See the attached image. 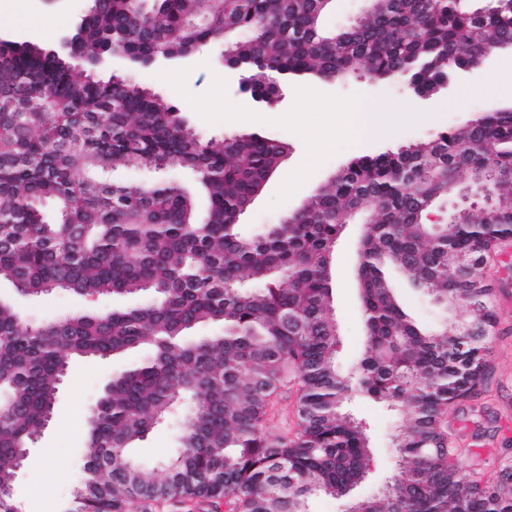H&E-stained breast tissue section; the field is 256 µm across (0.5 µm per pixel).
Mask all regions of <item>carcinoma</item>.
Returning <instances> with one entry per match:
<instances>
[{
  "instance_id": "obj_1",
  "label": "carcinoma",
  "mask_w": 512,
  "mask_h": 512,
  "mask_svg": "<svg viewBox=\"0 0 512 512\" xmlns=\"http://www.w3.org/2000/svg\"><path fill=\"white\" fill-rule=\"evenodd\" d=\"M332 0H223L224 20L192 27L210 0H93L96 42L142 67L222 39L256 85L305 75L374 81L430 80L512 43V5L471 11L463 0H370L351 25L323 24ZM288 143L248 135L198 139L177 108L144 84L104 80L51 49L0 41V281L25 295H152L150 304L30 326L0 300V483L17 451L41 435L72 358L106 359L147 347L149 361L112 379L83 448L88 476L66 512H134L149 503L201 500L228 512H307L322 492L360 512H512V473L482 483L444 444L443 415L477 394L498 316L493 293L454 275L512 233V108L397 152L360 154L284 224L258 236L239 217L278 169ZM117 166L189 168L210 199L195 221L191 195L173 183L107 185ZM482 195L463 224L433 223L460 187ZM56 218L45 219L43 206ZM364 216L357 276L368 348L355 373L336 367L338 327L331 263L345 226ZM400 269L444 308L473 313L488 335L466 342L461 323L427 328L397 300L387 268ZM254 283L245 288L244 280ZM204 323L224 335L186 339ZM296 394L295 430H269L275 407ZM355 392L405 409L398 472L380 497L351 500L371 448L342 409ZM187 406L181 451L165 478L137 464L132 444Z\"/></svg>"
}]
</instances>
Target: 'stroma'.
<instances>
[{"label": "stroma", "mask_w": 512, "mask_h": 512, "mask_svg": "<svg viewBox=\"0 0 512 512\" xmlns=\"http://www.w3.org/2000/svg\"><path fill=\"white\" fill-rule=\"evenodd\" d=\"M87 0H0V37L26 41L43 48L56 47L57 38H42L31 21L40 11H51L73 18L85 12ZM221 44L200 49L194 55L146 69H130L128 65L114 66L115 74L142 79L154 93L171 102L178 109L184 124L205 141L219 142L231 136L254 133L269 134L284 139L288 153L279 168L265 183L262 191L240 217V230L256 235L273 224L282 223L288 215L350 159L349 151H341L328 159L286 203L274 210L266 205L285 176L305 157L302 139L284 128L273 125V118L286 113L294 102L293 87H286L285 98L277 105L262 108L266 123L227 122L211 125L202 120L191 106L167 83L158 77L165 69H189L187 85L191 92L207 91L214 74L223 72L220 59ZM481 75L455 77L447 88L441 89L429 101H421L409 94L404 82L379 83L365 76L348 82L318 81L315 89L329 94L349 96L364 93L373 97H388L396 103L431 113L432 119L393 136L360 146V153L397 150L408 143L428 139L435 134L464 124L476 113L499 107L512 106V96L477 94L461 107L453 101L465 85L481 82ZM98 180L106 183L148 185L163 180L181 183L193 196L199 215H206L208 199L195 174L188 169L118 168L97 172ZM361 224L348 225L336 244L332 258V305L340 327L337 364L341 371L351 372L366 350V325L363 306L355 281L357 250ZM390 278L398 298L417 322L427 327L441 324L447 311L425 292L414 288L397 270ZM495 292L494 304L498 325L491 343V357L481 391L474 397L455 403L447 413L448 430L462 452L461 462L466 469L476 470L485 481L497 475V462L512 458V239L498 243L496 257L490 263L486 279ZM0 299L12 301L24 322L37 325L78 312L94 310L107 313L146 304L143 296L107 295L82 296L54 292L41 296L17 294L7 282L0 283ZM148 357L147 350L137 349L125 355L106 360L74 362L55 403L53 419L41 437L32 445L30 453L13 484V499L19 512H65L72 502L84 471L83 441L90 419V409L103 393L112 377L134 369ZM345 411L362 421L373 448V466L367 478L355 493L361 497H375L383 490L397 468L394 436L403 422V416L387 405L354 394L344 404ZM181 415H173L158 426L131 451L133 459L143 465L162 469L164 462L178 450Z\"/></svg>", "instance_id": "35a3bbf8"}]
</instances>
